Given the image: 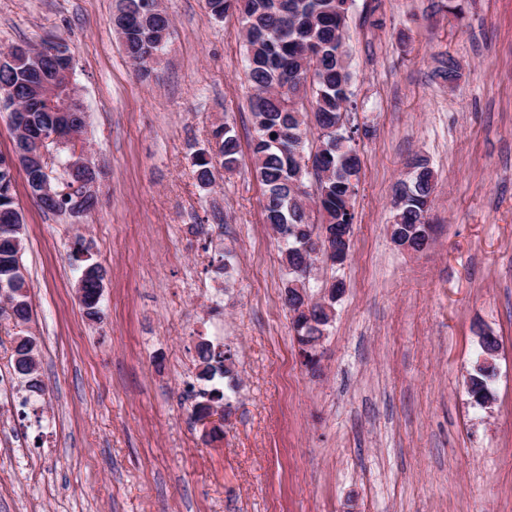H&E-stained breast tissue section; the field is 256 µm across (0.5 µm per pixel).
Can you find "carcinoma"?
<instances>
[{
	"instance_id": "obj_1",
	"label": "carcinoma",
	"mask_w": 512,
	"mask_h": 512,
	"mask_svg": "<svg viewBox=\"0 0 512 512\" xmlns=\"http://www.w3.org/2000/svg\"><path fill=\"white\" fill-rule=\"evenodd\" d=\"M156 0H117L112 24L121 36L127 56L139 67L143 77L150 75L149 65L163 52L171 34V21L155 6ZM352 0H206L208 14L222 20L229 14L241 19L246 49V78L255 90L251 116L255 130L254 173L265 187L264 218L273 228H285L284 263L292 279L285 288L284 301L293 317L299 346L314 345L315 331L298 313L301 303L295 288L299 271L310 256L304 241L328 239L340 242V226L353 222L346 209L354 192L351 178L357 176L361 160L345 138L350 99L351 72L346 60L344 33ZM28 80V63L0 64V89ZM53 109L46 103L21 112L18 124L23 130L39 134L50 127ZM313 114L319 135L315 153L306 151L308 114ZM315 156L322 166L308 170L298 163V154ZM240 143L228 124L212 130V141L193 155L198 184L205 188L215 181L221 167L232 171L238 166ZM12 157L0 155V292L10 296L9 308L0 310L18 325L30 318L29 288L22 272L23 217L12 193L14 169ZM433 171L423 159L414 165L409 184L400 187L394 201V223L404 237H416L424 223L433 192ZM97 196H71L52 199L47 210L83 216L95 206ZM81 304L90 319L100 318L104 272L96 263L81 267ZM34 340L19 335L14 340L11 367L27 380L26 389L40 393L43 385L38 373L28 365ZM201 371L198 378L210 381L230 373L224 367L228 355L209 342L197 346ZM496 366L474 369L468 381V393L477 404L490 398L489 381Z\"/></svg>"
}]
</instances>
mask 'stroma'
Masks as SVG:
<instances>
[{"instance_id":"1","label":"stroma","mask_w":512,"mask_h":512,"mask_svg":"<svg viewBox=\"0 0 512 512\" xmlns=\"http://www.w3.org/2000/svg\"><path fill=\"white\" fill-rule=\"evenodd\" d=\"M459 2V19L431 0L353 2L361 170L349 257L309 277L317 298L345 285L314 372L252 172L240 19L161 0L172 33L143 79L116 0H0V50L69 46L103 167L78 224L14 175L34 315L0 316V370L31 336L44 391L11 377L0 403V512H512V0ZM447 58L452 89L434 74ZM224 122L239 165L204 188L191 155ZM418 157L435 231L410 253L389 227ZM78 242L105 271L97 321L76 292ZM483 333L500 343L485 407L466 388ZM203 341L231 353L232 376L198 379ZM212 387L230 406L213 438L193 417Z\"/></svg>"}]
</instances>
